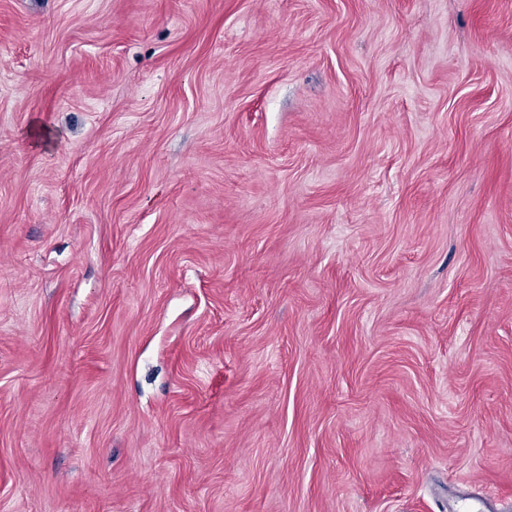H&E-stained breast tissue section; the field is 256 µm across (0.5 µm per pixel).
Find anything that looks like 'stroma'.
Here are the masks:
<instances>
[{
  "instance_id": "35a3bbf8",
  "label": "stroma",
  "mask_w": 512,
  "mask_h": 512,
  "mask_svg": "<svg viewBox=\"0 0 512 512\" xmlns=\"http://www.w3.org/2000/svg\"><path fill=\"white\" fill-rule=\"evenodd\" d=\"M0 512H512V0H0Z\"/></svg>"
}]
</instances>
